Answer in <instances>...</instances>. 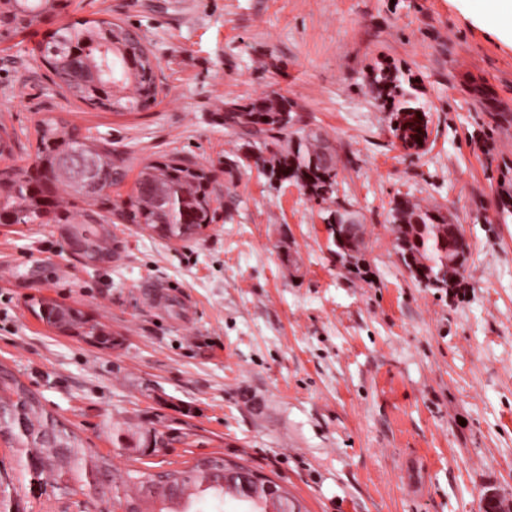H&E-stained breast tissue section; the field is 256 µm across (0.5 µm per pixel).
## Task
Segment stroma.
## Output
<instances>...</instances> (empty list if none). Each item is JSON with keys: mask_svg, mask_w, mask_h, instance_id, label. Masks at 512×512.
Returning <instances> with one entry per match:
<instances>
[{"mask_svg": "<svg viewBox=\"0 0 512 512\" xmlns=\"http://www.w3.org/2000/svg\"><path fill=\"white\" fill-rule=\"evenodd\" d=\"M138 31L158 63L157 101L116 114L52 83L29 53L62 20ZM412 81L430 142L401 151L392 107L367 77ZM283 96L299 128L337 155V198L364 224L368 278L326 242L324 207L242 165L227 102ZM111 140L128 168L185 159L237 199L189 241L133 224L120 255L89 267L54 224H0V364L114 468L108 430L155 414L287 489L305 512H512V220H498L486 153L512 161V20L485 0H71L66 17L0 41V130L29 166L42 119ZM408 197L461 225V288L414 282L393 249L390 210ZM147 280L182 295L153 309ZM48 298L80 308L121 344L46 327ZM195 310L182 316V299Z\"/></svg>", "mask_w": 512, "mask_h": 512, "instance_id": "1", "label": "stroma"}]
</instances>
